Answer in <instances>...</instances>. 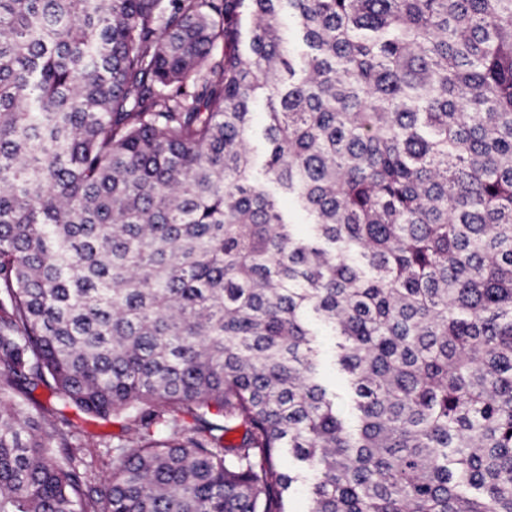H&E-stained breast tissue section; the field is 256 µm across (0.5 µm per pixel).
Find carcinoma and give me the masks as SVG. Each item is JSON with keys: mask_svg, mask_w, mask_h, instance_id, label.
Returning <instances> with one entry per match:
<instances>
[{"mask_svg": "<svg viewBox=\"0 0 512 512\" xmlns=\"http://www.w3.org/2000/svg\"><path fill=\"white\" fill-rule=\"evenodd\" d=\"M39 385L123 422L112 474L1 400L0 512L305 473L309 512H512V0H0V388ZM267 107L264 101L259 100L253 110V128L254 136L252 139V150L258 163H261L265 155L267 144L263 137L264 128L267 123ZM311 328L316 334V341L320 350L321 358V380L329 393L336 394L348 422L354 420L353 402L347 378L342 374L335 363L336 338L332 336L314 317L309 316Z\"/></svg>", "mask_w": 512, "mask_h": 512, "instance_id": "cac0c4a2", "label": "carcinoma"}]
</instances>
